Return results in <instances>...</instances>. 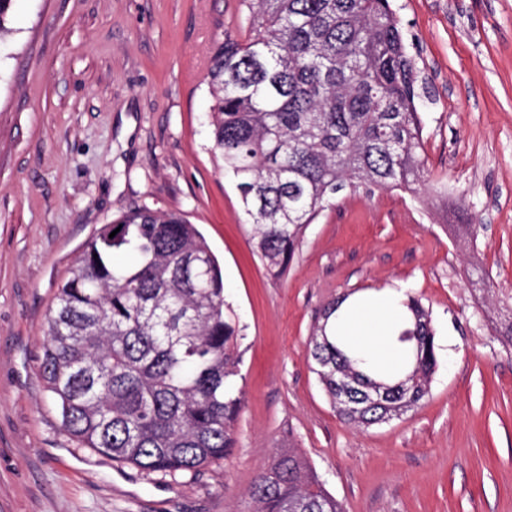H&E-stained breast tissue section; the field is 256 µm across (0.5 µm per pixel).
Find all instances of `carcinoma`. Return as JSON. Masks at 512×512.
Segmentation results:
<instances>
[{
	"label": "carcinoma",
	"instance_id": "obj_1",
	"mask_svg": "<svg viewBox=\"0 0 512 512\" xmlns=\"http://www.w3.org/2000/svg\"><path fill=\"white\" fill-rule=\"evenodd\" d=\"M13 2L0 0V45L12 34ZM240 5L245 37L225 35L207 73L212 151L239 192L259 257L282 274L303 229L340 195L430 183L417 72L390 0ZM347 300L324 307L312 329L313 371L341 417L386 423L429 395L431 315L408 296L396 340L409 364L389 373L328 334ZM44 336L40 371L80 447L162 476L233 453L243 336L226 312L219 262L182 214L140 209L103 225L58 287ZM249 495L254 512H343L290 449Z\"/></svg>",
	"mask_w": 512,
	"mask_h": 512
}]
</instances>
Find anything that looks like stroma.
<instances>
[{"label":"stroma","instance_id":"obj_1","mask_svg":"<svg viewBox=\"0 0 512 512\" xmlns=\"http://www.w3.org/2000/svg\"><path fill=\"white\" fill-rule=\"evenodd\" d=\"M392 7L447 190L342 195L276 277L210 150L205 75L214 44L244 34L239 0H15L0 46V512H251L288 448L344 512H512V0ZM145 207L197 224L244 334L233 454L172 477L78 447L39 372L84 245ZM387 287L429 310L438 366L417 408L357 426L308 339L332 301Z\"/></svg>","mask_w":512,"mask_h":512}]
</instances>
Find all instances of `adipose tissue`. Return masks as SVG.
<instances>
[{
	"instance_id": "obj_1",
	"label": "adipose tissue",
	"mask_w": 512,
	"mask_h": 512,
	"mask_svg": "<svg viewBox=\"0 0 512 512\" xmlns=\"http://www.w3.org/2000/svg\"><path fill=\"white\" fill-rule=\"evenodd\" d=\"M405 301L403 293L386 289L367 300H347L337 312L343 335L377 366L395 367L404 359L390 332L406 311Z\"/></svg>"
}]
</instances>
